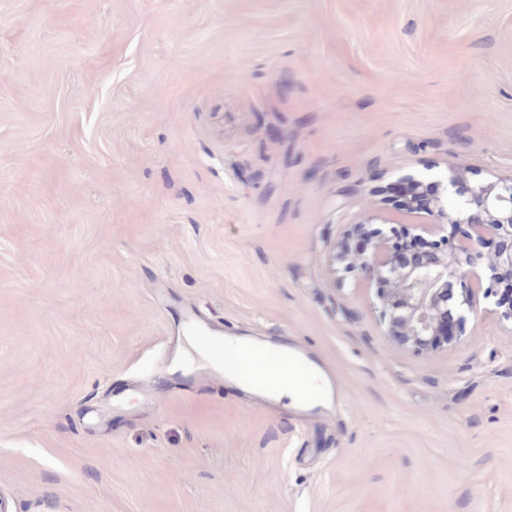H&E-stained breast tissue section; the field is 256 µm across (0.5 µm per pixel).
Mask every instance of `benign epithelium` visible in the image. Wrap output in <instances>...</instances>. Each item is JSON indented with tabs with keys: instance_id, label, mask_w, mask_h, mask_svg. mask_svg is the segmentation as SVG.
<instances>
[{
	"instance_id": "1",
	"label": "benign epithelium",
	"mask_w": 512,
	"mask_h": 512,
	"mask_svg": "<svg viewBox=\"0 0 512 512\" xmlns=\"http://www.w3.org/2000/svg\"><path fill=\"white\" fill-rule=\"evenodd\" d=\"M398 202L411 222L378 228L353 248L350 238L363 225L389 223L371 203L332 248V260L375 290L384 335L421 352L452 342L484 277V297L500 321L512 323V176L471 182L460 165L444 184L405 175Z\"/></svg>"
}]
</instances>
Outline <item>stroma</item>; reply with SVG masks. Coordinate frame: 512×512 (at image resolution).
Instances as JSON below:
<instances>
[{
    "label": "stroma",
    "mask_w": 512,
    "mask_h": 512,
    "mask_svg": "<svg viewBox=\"0 0 512 512\" xmlns=\"http://www.w3.org/2000/svg\"><path fill=\"white\" fill-rule=\"evenodd\" d=\"M512 174V0H0L12 512H512V328L384 336L330 263L399 177ZM316 362L245 391L190 325ZM248 369V373L242 379L254 382L276 400L289 398L292 404L297 405L305 398H317L321 394L319 375L315 371L299 376L280 375L260 371L253 363Z\"/></svg>",
    "instance_id": "obj_1"
}]
</instances>
